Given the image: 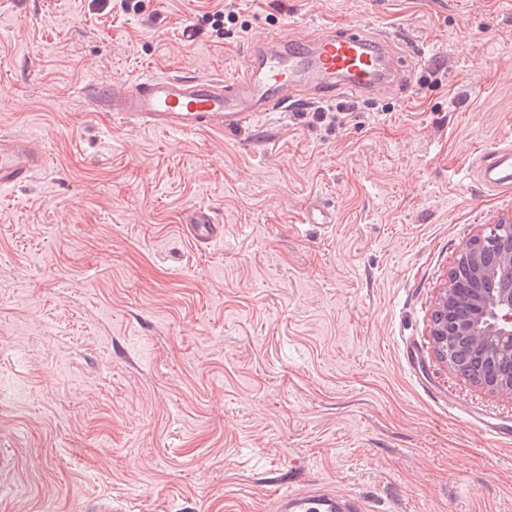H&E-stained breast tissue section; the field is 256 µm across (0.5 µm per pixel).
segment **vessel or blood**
Wrapping results in <instances>:
<instances>
[{"instance_id": "1", "label": "vessel or blood", "mask_w": 512, "mask_h": 512, "mask_svg": "<svg viewBox=\"0 0 512 512\" xmlns=\"http://www.w3.org/2000/svg\"><path fill=\"white\" fill-rule=\"evenodd\" d=\"M396 42V35L362 25L324 27L305 38L282 34L251 44L234 78L147 76L92 92L91 98L123 123L175 135L232 132L272 113L291 111L299 100L316 104L338 95L402 89L409 74ZM48 159L42 140L1 128L0 190L25 185ZM478 163V180L486 189L512 191L511 145L486 149ZM182 229L200 246L223 236L212 211L201 206L186 211ZM276 503L277 512H366L358 496L302 492L290 482L278 484Z\"/></svg>"}]
</instances>
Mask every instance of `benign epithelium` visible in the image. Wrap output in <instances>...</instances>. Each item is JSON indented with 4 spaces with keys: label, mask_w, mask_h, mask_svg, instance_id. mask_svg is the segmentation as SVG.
Returning <instances> with one entry per match:
<instances>
[{
    "label": "benign epithelium",
    "mask_w": 512,
    "mask_h": 512,
    "mask_svg": "<svg viewBox=\"0 0 512 512\" xmlns=\"http://www.w3.org/2000/svg\"><path fill=\"white\" fill-rule=\"evenodd\" d=\"M499 250L500 261L512 264V224H484L456 252L452 267L458 279L438 289L429 324V337L437 358L457 371L455 352L466 345L492 348L502 372L492 382L474 386L492 395L512 397V284L482 288L494 283V269L484 254Z\"/></svg>",
    "instance_id": "7a95c632"
}]
</instances>
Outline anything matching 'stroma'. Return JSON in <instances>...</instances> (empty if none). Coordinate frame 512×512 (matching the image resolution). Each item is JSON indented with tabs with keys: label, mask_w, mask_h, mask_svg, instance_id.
I'll list each match as a JSON object with an SVG mask.
<instances>
[{
	"label": "stroma",
	"mask_w": 512,
	"mask_h": 512,
	"mask_svg": "<svg viewBox=\"0 0 512 512\" xmlns=\"http://www.w3.org/2000/svg\"><path fill=\"white\" fill-rule=\"evenodd\" d=\"M236 4L215 28L207 0H0V127L49 152L0 192V512H275L294 472L368 512H512V439L469 422L512 427V399L428 336L458 248L512 219L472 168L512 135V0ZM359 24L414 72L341 126L167 135L85 94ZM196 206L223 241L183 234Z\"/></svg>",
	"instance_id": "1"
}]
</instances>
